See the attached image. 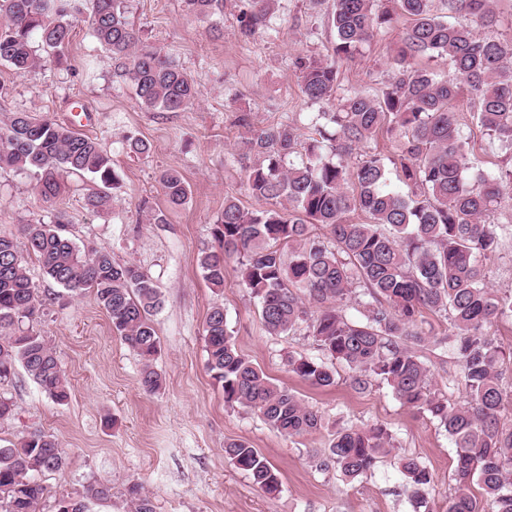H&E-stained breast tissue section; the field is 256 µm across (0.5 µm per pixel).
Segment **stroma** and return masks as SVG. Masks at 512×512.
<instances>
[{"label":"stroma","instance_id":"35a3bbf8","mask_svg":"<svg viewBox=\"0 0 512 512\" xmlns=\"http://www.w3.org/2000/svg\"><path fill=\"white\" fill-rule=\"evenodd\" d=\"M129 5L131 20L145 28L149 43L194 77L200 96L191 109L157 112L142 105L131 86L114 78L112 60L91 38L85 14L73 24L67 66L57 67L48 57L19 76L0 64V127L19 111L75 125L103 144L121 176L111 209L93 213L84 204L96 189L89 178H66L51 205L41 200L31 178L0 170V235H19L22 225L63 210L79 247L104 248L116 262L136 264L162 298L151 320L160 341L154 368L163 387L152 394L140 384V357L113 332L94 294L63 290L28 259V274L45 300L33 327L53 348L71 387L69 401L60 406L24 369L0 386L14 405L13 415L0 420V445L41 431L54 435L65 451V467L41 476L49 494L37 512H56L59 497L81 495L93 482L110 484L112 500L91 512H130L125 489L132 483L142 486L155 512H445L455 460L447 433L402 405L381 382L355 389L342 363H334L337 381L328 389L289 374L288 355L323 358L317 342L299 334H267L256 301L235 272L227 271L223 288L216 290L199 266L202 251L214 244L211 229L225 197L258 206L237 162L244 134L238 116L248 115L256 126L286 118L301 135L310 134L319 107L302 95L291 61L299 55L325 58L331 31L308 0H281L271 30L248 42L238 37V11L232 7L214 21L185 15L181 0ZM398 40V30H389L363 55L342 62L344 87L380 86L392 73ZM129 134L150 144L148 156L126 154ZM167 168L179 169L189 185L190 199L178 209L169 208L158 182ZM159 211L166 223H152ZM217 304L238 349L321 415L323 428L288 437L258 414L225 404L221 386L206 369L205 320ZM372 424L391 431L395 451L367 477L349 482L317 469L316 454L327 450L338 428ZM233 440L259 449L278 469V495L259 491L229 462L224 445ZM403 452L418 456L432 474L424 506L405 489L395 460Z\"/></svg>","mask_w":512,"mask_h":512}]
</instances>
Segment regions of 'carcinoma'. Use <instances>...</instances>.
<instances>
[{
  "instance_id": "obj_1",
  "label": "carcinoma",
  "mask_w": 512,
  "mask_h": 512,
  "mask_svg": "<svg viewBox=\"0 0 512 512\" xmlns=\"http://www.w3.org/2000/svg\"><path fill=\"white\" fill-rule=\"evenodd\" d=\"M182 2L197 18L218 15L225 6V0ZM85 4L91 36L111 55L113 75L133 86L142 105L184 112L195 104V80L146 40L129 17L128 0H0V63L18 75L30 72L40 62L33 50L37 41L56 64L67 63L72 24ZM310 5L333 31L331 54L297 56L292 66L303 96L327 110L317 113L314 135L304 140L290 122L255 127L248 116L239 118L247 137L238 163L246 190L265 207L249 210L234 197L224 199L211 231L216 246L199 260L204 279L223 288L226 260L236 258L238 277L257 301L267 333L305 328L327 357L349 367L355 387L380 381L403 404L436 420L456 448L448 512H482L475 485L493 512H512V426L502 422L512 394L505 395L500 383V367L512 361V349L499 344L494 330L497 319L512 318V291L490 288L483 265L506 230L495 216L512 197V30L478 34L498 27L495 0ZM237 7L238 35L249 41L269 26L280 3L239 0ZM401 18L407 25L389 78L378 88L343 87L340 64L362 54ZM424 58L446 60L447 78L439 80L422 66ZM463 94L472 121L503 155L491 173L466 164L470 133L452 111ZM383 132L395 138L393 156L378 151ZM0 168L30 176L46 203L60 196L64 178L88 177L99 190L85 198V206L96 212L110 208V190L120 182L97 139L29 112L13 113L0 134ZM391 168L408 193L390 186ZM159 184L171 207L187 204L180 171H162ZM355 211L366 221H350ZM318 227L323 233L315 232ZM22 235V249L0 235V384L12 381L20 365L54 402L63 404L70 396L51 347L23 327L44 306L26 270L33 257L55 284L94 292L113 331L143 360L142 386L159 391L163 380L152 365L159 340L150 316L161 300L154 282L137 265L114 261L106 249L76 246L60 211L49 224L22 225ZM352 299L360 306L358 318L343 309ZM427 313L450 326L457 367L451 382L465 393L461 403L432 388V368L419 354L428 342L422 328ZM204 333L207 369L225 403L258 413L289 437L323 427L317 412L237 349L222 306L211 308ZM287 366L312 387L336 384V373L321 360L290 355ZM393 448L392 434L381 426L341 428L319 467L358 480ZM224 451L258 489L280 492L278 470L258 449L233 440ZM398 464L411 497L423 503L431 483L427 467L405 454ZM64 465L63 449L52 435L33 433L17 445L0 446V512H37L46 491L39 475ZM127 496L134 512H154L140 485H129ZM110 498L112 486L95 482L83 497H62L57 505L88 512L85 502Z\"/></svg>"
}]
</instances>
